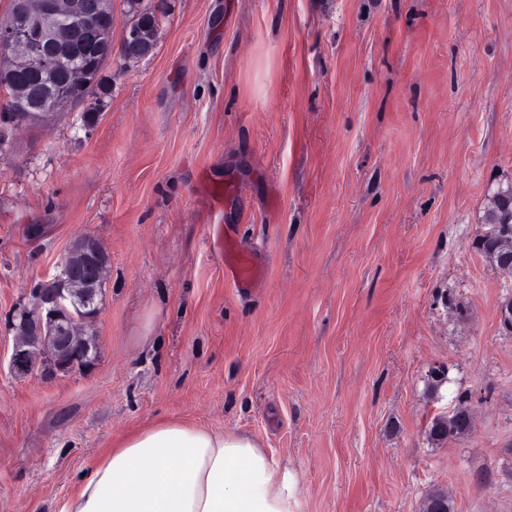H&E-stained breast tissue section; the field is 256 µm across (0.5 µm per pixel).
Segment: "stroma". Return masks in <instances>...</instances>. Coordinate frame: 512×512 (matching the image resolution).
Wrapping results in <instances>:
<instances>
[{
  "mask_svg": "<svg viewBox=\"0 0 512 512\" xmlns=\"http://www.w3.org/2000/svg\"><path fill=\"white\" fill-rule=\"evenodd\" d=\"M163 9L92 130L78 107L0 124V512H55L169 419L254 436L297 512H422L436 488L512 512L507 290L474 246L512 180V0ZM84 234L111 260L98 364L16 378L8 319ZM229 246L257 281L228 279ZM461 394L474 432L432 443Z\"/></svg>",
  "mask_w": 512,
  "mask_h": 512,
  "instance_id": "35a3bbf8",
  "label": "stroma"
}]
</instances>
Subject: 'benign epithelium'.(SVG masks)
I'll use <instances>...</instances> for the list:
<instances>
[{
	"label": "benign epithelium",
	"mask_w": 512,
	"mask_h": 512,
	"mask_svg": "<svg viewBox=\"0 0 512 512\" xmlns=\"http://www.w3.org/2000/svg\"><path fill=\"white\" fill-rule=\"evenodd\" d=\"M111 15L109 0H21L14 17L0 23V61L9 62V71L53 70L59 59L74 52L81 43L78 36L91 40L98 24ZM148 48L139 31L125 33L120 54L130 61ZM86 70L74 64L69 68L73 91L54 105L34 108L26 87L17 86L20 111L11 124L22 129L37 119L47 122L67 108L80 103L76 90L85 85ZM102 245L84 252L74 262L66 252L56 263L54 272L44 280V287L31 292L30 303L12 320L14 343L9 359L11 373L18 378L39 376L53 380L75 371L92 370L97 357L90 354L95 340L93 323L102 313V305L74 311L73 300L94 302L96 285L108 278L110 262Z\"/></svg>",
	"instance_id": "obj_1"
}]
</instances>
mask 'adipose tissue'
I'll use <instances>...</instances> for the list:
<instances>
[{
    "label": "adipose tissue",
    "instance_id": "1",
    "mask_svg": "<svg viewBox=\"0 0 512 512\" xmlns=\"http://www.w3.org/2000/svg\"><path fill=\"white\" fill-rule=\"evenodd\" d=\"M298 482L250 434L179 420L125 435L56 512H295Z\"/></svg>",
    "mask_w": 512,
    "mask_h": 512
}]
</instances>
